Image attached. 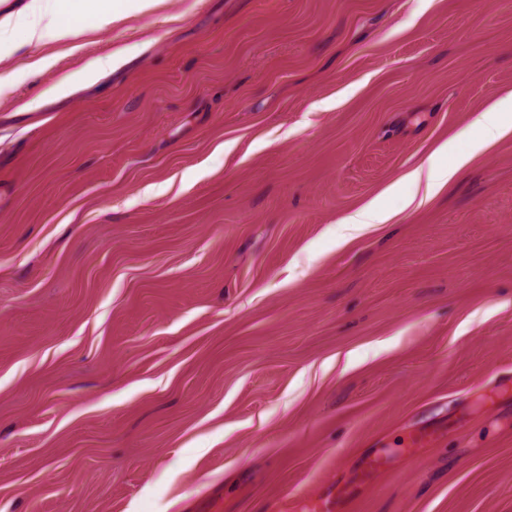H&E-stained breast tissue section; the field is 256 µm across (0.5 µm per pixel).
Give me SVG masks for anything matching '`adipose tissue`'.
I'll return each instance as SVG.
<instances>
[{"mask_svg":"<svg viewBox=\"0 0 512 512\" xmlns=\"http://www.w3.org/2000/svg\"><path fill=\"white\" fill-rule=\"evenodd\" d=\"M56 0H32L34 9L28 26L29 40L58 41L76 34L81 23L91 20L100 24L110 22L117 7L115 0H80L81 11L60 12Z\"/></svg>","mask_w":512,"mask_h":512,"instance_id":"1","label":"adipose tissue"}]
</instances>
